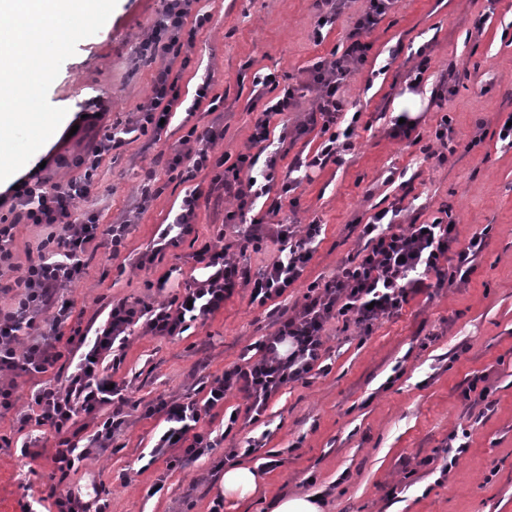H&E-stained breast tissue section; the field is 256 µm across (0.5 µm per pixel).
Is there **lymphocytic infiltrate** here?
<instances>
[{"label":"lymphocytic infiltrate","instance_id":"lymphocytic-infiltrate-1","mask_svg":"<svg viewBox=\"0 0 512 512\" xmlns=\"http://www.w3.org/2000/svg\"><path fill=\"white\" fill-rule=\"evenodd\" d=\"M164 2L161 15L140 45L142 53L153 59L180 52L185 29H202L210 20L208 14L196 10L197 0ZM394 5L395 0H368L348 34L344 53L314 63L302 89L279 88L272 73L255 77V84L275 90L276 95L264 103L255 118L250 151L233 160L224 154L215 155L213 146L224 136L223 129L216 126L201 132L189 129L171 148L167 173L175 172L190 180L198 173L211 172L212 188L223 190L225 197L236 202L235 210L225 213V222L244 224L245 229L232 246L225 244L220 233L204 242L192 255L193 261L202 266V278H191L182 293L169 301L113 303L106 325L92 334L81 322L72 321V310L58 292L81 279L86 255L97 245H106L114 257L124 248L127 224L101 225L97 211H80L76 205L90 198L95 188L93 170L104 157L137 141L147 131L161 132V120L170 118L180 99V76L172 65L153 72L151 95L137 107L132 120L96 133L94 148L87 156L91 172L51 184L35 167L18 179V188L11 194V209L17 219L29 224H56L60 230L49 233L40 243L37 259L21 265L14 253L13 225L0 224V267L20 271L13 284L12 305L0 308V376L17 370L43 375L63 357L73 353L78 356L64 380L42 383L32 396L35 409L31 421L56 437L47 475L45 512H110L107 499L98 496L93 502H85L64 483L78 473L95 449L106 447L127 422L132 402L112 388L103 362L111 360L113 368H120L132 325L143 324L145 333L152 336H177L187 330L189 323L206 321L222 309L237 289H249L252 301L263 306L301 280L313 257L321 225L280 221L267 230L252 212L258 200L268 196L273 183H280L282 193L293 192L312 181L315 171L328 162H341L343 155L353 149L357 124L346 119L348 102L341 88L349 73L367 58L370 45L365 35ZM303 89L313 92L314 100L307 122L298 125L297 131L303 134L317 125L324 139L312 158H295L281 176L277 166L285 154L272 145L271 121L295 111ZM402 212V206L395 203L361 225L358 249L337 268L335 276L322 284L310 283L298 309L277 312L271 333L257 345L255 354H242L239 364L208 381L204 398L161 397L145 405V416L158 414L166 423L150 451L151 460L174 455L188 464L221 447L238 421L225 416L218 430L205 428L204 423L216 407L223 405L228 392L242 395L247 402L243 421L254 424L282 387L306 380L315 371L329 372L325 327L330 320L340 318L366 332L401 311L410 299L429 288L431 279H443L446 264H454L461 278H468L474 270L473 260L483 247L482 235H473L461 248L457 245L456 225L444 223L439 217L424 226L405 224ZM267 241L277 247L275 259L251 271L245 263L247 252ZM48 307L53 308L54 316L47 332L30 344H21V333L34 328ZM97 414L103 421L91 437H69L79 416Z\"/></svg>","mask_w":512,"mask_h":512}]
</instances>
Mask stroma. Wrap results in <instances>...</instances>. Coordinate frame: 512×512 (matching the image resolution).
<instances>
[{"label": "stroma", "mask_w": 512, "mask_h": 512, "mask_svg": "<svg viewBox=\"0 0 512 512\" xmlns=\"http://www.w3.org/2000/svg\"><path fill=\"white\" fill-rule=\"evenodd\" d=\"M210 16L184 54L180 100L162 133L148 132L123 147L98 169L97 188L89 204L101 224L130 220L126 247L118 256L99 248L83 278L65 293L74 317L102 329L118 300H170L194 273L196 240L223 233L225 199L201 202L192 234L167 247L155 262L141 257L158 241L164 224L178 211L186 192L208 190L210 178L166 179L159 152L177 145L191 127L224 128L215 145L219 154L246 152L256 113L254 78L278 73L281 84L300 86L313 63L343 52L346 35L360 8H346L323 40L313 34V0H199ZM163 8L162 0H117L101 30L81 40L61 66L48 91L49 102L65 108L72 124L88 99L101 98L107 111L102 126L128 121L151 91L152 70L136 65L139 42ZM367 59L350 76L344 91L351 110L360 112L356 146L341 163H328L298 189L290 205L273 186L256 217L278 207L279 219L318 221L324 230L301 279L279 299L282 307L300 303L307 284L327 281L357 247V227L394 202L408 217L426 223L448 212L460 245L486 231L485 246L467 281L416 295L370 336L334 320L327 326L328 374L281 388L260 422L241 436L270 430L264 449L247 456L262 480L254 496L225 500L224 512H272L280 496L318 497L322 512H512V146L499 129L512 113V0H399L367 35ZM431 59L418 89L428 102L432 91L448 86L442 107L429 106L414 138L390 135L394 101L408 90L418 48ZM213 76V91L224 98L217 111L192 109L201 79ZM454 128L453 151L445 163L424 160L422 150L435 145L442 116ZM84 135L54 133L37 151L49 158L44 172L53 183L80 173ZM166 180L163 193L137 212L146 170ZM179 267L166 288L156 282ZM266 310L241 290L206 322L192 324L177 336L144 334L131 328L126 357L114 381L127 396L142 402L157 397L192 395L199 376L214 378L238 363L247 348L270 333ZM485 375L494 402L492 412L469 410L462 398L473 375ZM13 380L18 406L0 417V435L33 441V425H21L38 378L17 373ZM162 416L132 412L127 426L103 452L85 461L70 478L82 492L98 484L108 495L111 512H209L221 494L219 463L225 449L241 436L228 437L222 448L200 461L167 467L146 464ZM471 433L470 446L448 474L436 459L454 430ZM51 447L38 458L0 449V512H25L44 488ZM279 464L264 467L267 454ZM164 488L148 496L155 482Z\"/></svg>", "instance_id": "35a3bbf8"}]
</instances>
